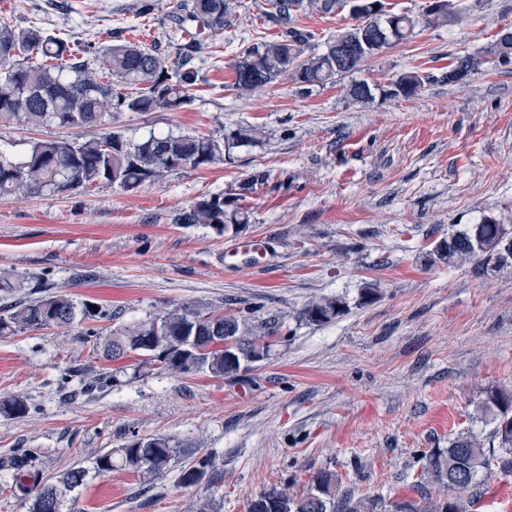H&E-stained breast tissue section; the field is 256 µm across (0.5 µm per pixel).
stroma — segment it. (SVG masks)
<instances>
[{"label": "stroma", "mask_w": 512, "mask_h": 512, "mask_svg": "<svg viewBox=\"0 0 512 512\" xmlns=\"http://www.w3.org/2000/svg\"><path fill=\"white\" fill-rule=\"evenodd\" d=\"M177 2L154 0L143 16L140 0H0V16L78 44L134 38L173 67L172 32L197 28L178 20ZM263 2L236 0L223 34L203 36L188 104L112 121L133 142L258 127L230 159L130 191L102 183L0 197V267L103 306L104 332L179 305L248 317L257 336L267 320L280 325L267 357L232 381L105 362L78 323L0 336V400L27 405L24 416L0 415V459L35 449L34 470L53 480L92 453L159 435L221 459L209 486L180 485L175 467L149 478L114 466L80 488L78 512H197L205 496L215 512H247L267 487L300 495L323 470L342 490L391 498L408 493L424 454L453 434L488 435L478 411L486 391L512 390V264L438 254L486 216L512 231V62L489 55L512 28V0H459L453 22L417 27L368 59L356 77L369 84L412 71L427 80L412 97L379 93L367 106L342 81L303 95L283 78L239 96L232 63L278 32ZM467 54L490 61L448 83ZM99 133L14 123L0 127V149L19 158L39 140ZM216 194L247 211V223L222 232L174 223ZM255 238L275 260L225 270V245ZM367 288L377 292L370 303ZM326 296L344 312L306 321V304ZM105 367L118 386H95Z\"/></svg>", "instance_id": "35a3bbf8"}]
</instances>
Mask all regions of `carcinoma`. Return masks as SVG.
Segmentation results:
<instances>
[{
	"mask_svg": "<svg viewBox=\"0 0 512 512\" xmlns=\"http://www.w3.org/2000/svg\"><path fill=\"white\" fill-rule=\"evenodd\" d=\"M264 16L279 27L271 40L245 48L233 64L232 87L241 96L250 95L286 76L300 92L334 83L357 72L369 57L381 49L409 40L419 20L385 9L379 2L375 11H350L355 23L326 43L323 51L312 49L311 33L297 24L307 13L334 15L350 6V0H265ZM201 29L224 32L231 14V0H191L179 3ZM459 11L427 8L424 22L444 25ZM351 50L346 68L336 65V43ZM177 68L171 70L153 50L129 41L105 48L86 45L74 48L70 42L38 25L17 28L0 20V124L40 125L53 122L65 128L102 126L97 137L78 141L56 138L32 143L27 155L14 161L0 152V195L47 190L63 194L102 182L117 183L133 190L145 182H159L169 172L199 168L217 156L228 157L238 141L248 136L239 132L219 142L189 134L150 135L130 142L112 130V117L119 112H162L180 108L189 101V87L197 80L190 67L194 55L203 49L196 37L174 45ZM486 65L482 56L467 55L448 68L446 79L458 83ZM121 82L124 91L112 87L107 77ZM428 77L417 72L400 75L388 88L386 97H411ZM348 97L356 104L374 99L366 81H353ZM177 224H206L219 231L230 224L246 223L243 212L224 209V197L202 200L174 217ZM508 232L490 217L469 225L439 246L440 256H484L501 265L512 261V249L505 246ZM45 287L35 277H18L0 268V294L12 296L23 288ZM343 312L336 297L310 301L304 317L311 323H328ZM109 318L94 302L75 303L65 294L49 293L33 300H18L0 307V336L45 326L68 327L86 323L80 335L102 341V358L114 361L131 355L139 366L155 365L171 374L208 371L234 378L245 369L247 356L230 359L224 354V339L237 341L244 350L254 347L245 320L234 315L202 313L176 307L161 316L142 320L122 332L102 337L94 323ZM492 426L480 439L466 431L448 439V447L434 448L426 456L421 480L412 483V494L387 500L378 496H357L339 490L336 476L326 470L316 474L310 490L300 496L288 486L272 485L248 503V512H471L483 487L499 475H512V392L494 389L481 404ZM27 405L20 397L0 401V413L23 416ZM184 452L170 437L136 438L117 449L98 454L92 468L77 465L50 482L32 470L34 450L23 449L0 460V467L31 496L30 512H76L71 493L82 487L90 473L104 475L113 468V454L129 470L145 475L167 472ZM219 459L207 454L183 466L179 483L196 486L219 476ZM434 484L442 493L430 495L425 485Z\"/></svg>",
	"mask_w": 512,
	"mask_h": 512,
	"instance_id": "obj_1",
	"label": "carcinoma"
}]
</instances>
